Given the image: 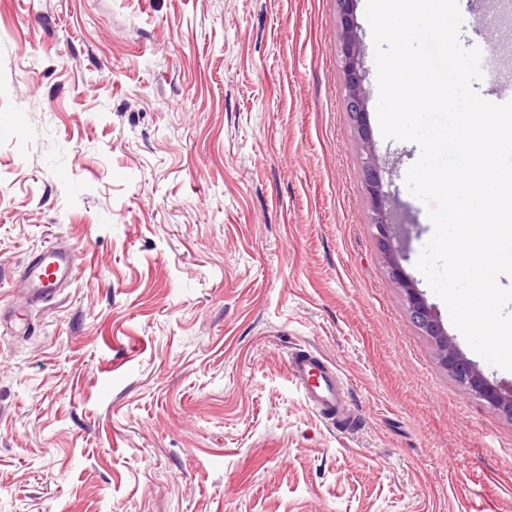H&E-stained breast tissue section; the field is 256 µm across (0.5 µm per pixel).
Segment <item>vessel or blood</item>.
Masks as SVG:
<instances>
[{"label": "vessel or blood", "mask_w": 512, "mask_h": 512, "mask_svg": "<svg viewBox=\"0 0 512 512\" xmlns=\"http://www.w3.org/2000/svg\"><path fill=\"white\" fill-rule=\"evenodd\" d=\"M78 256L67 244H57L28 259L18 279L27 303H37L75 280ZM292 378L302 388L307 402L321 415H342V387L333 365L299 351L289 360Z\"/></svg>", "instance_id": "b4317fda"}]
</instances>
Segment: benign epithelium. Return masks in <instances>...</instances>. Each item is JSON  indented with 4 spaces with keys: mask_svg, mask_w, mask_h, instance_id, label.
I'll list each match as a JSON object with an SVG mask.
<instances>
[{
    "mask_svg": "<svg viewBox=\"0 0 512 512\" xmlns=\"http://www.w3.org/2000/svg\"><path fill=\"white\" fill-rule=\"evenodd\" d=\"M340 30L337 33L338 58L344 76L343 102L360 143L364 187L372 202L369 223L376 230L380 251L390 276L405 290L412 323L435 344L441 364L450 376L493 411L512 418V389L504 391L491 384L476 365L463 355L448 336L432 308L427 305L413 281L404 275L391 245L394 225L387 212L388 195L376 163L374 143L366 123L368 96L360 68L362 46L354 18L356 0H337Z\"/></svg>",
    "mask_w": 512,
    "mask_h": 512,
    "instance_id": "1",
    "label": "benign epithelium"
}]
</instances>
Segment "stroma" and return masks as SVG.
Here are the masks:
<instances>
[{
  "label": "stroma",
  "mask_w": 512,
  "mask_h": 512,
  "mask_svg": "<svg viewBox=\"0 0 512 512\" xmlns=\"http://www.w3.org/2000/svg\"><path fill=\"white\" fill-rule=\"evenodd\" d=\"M361 68L400 263L433 232ZM486 29L512 83V23ZM337 0H0V512H512V419L411 322L369 223ZM72 284L28 310L27 258ZM336 366L351 428L292 379ZM496 385L512 371L476 359ZM78 256L68 244H57L28 259L18 286L28 304L37 303L75 280Z\"/></svg>",
  "instance_id": "35a3bbf8"
}]
</instances>
